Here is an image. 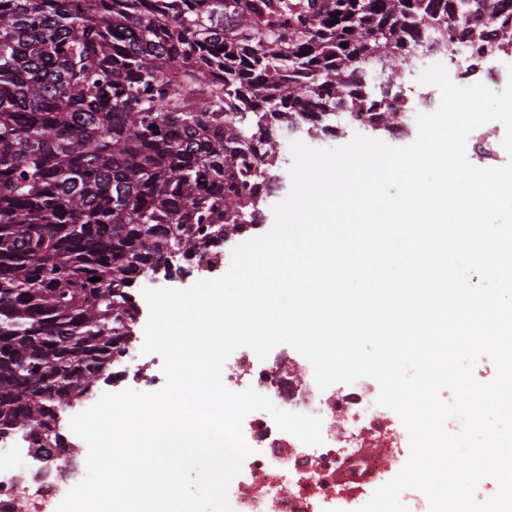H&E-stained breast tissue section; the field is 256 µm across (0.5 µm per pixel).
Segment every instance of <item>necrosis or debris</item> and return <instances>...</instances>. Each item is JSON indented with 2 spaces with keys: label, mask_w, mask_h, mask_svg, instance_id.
<instances>
[{
  "label": "necrosis or debris",
  "mask_w": 512,
  "mask_h": 512,
  "mask_svg": "<svg viewBox=\"0 0 512 512\" xmlns=\"http://www.w3.org/2000/svg\"><path fill=\"white\" fill-rule=\"evenodd\" d=\"M431 37L442 42L455 84L482 83L489 78L487 59L512 55V14L492 25L471 19L437 24ZM222 379L230 391L251 387L280 409L322 420V444L308 446L279 429L268 412L244 417L242 433L252 453L229 488L233 512H358L372 489L394 476L368 447L380 439L398 449L409 446L395 415L378 405L376 381L362 378L318 389L308 361L290 346L275 347L263 361L251 349H237L226 360ZM164 383L147 372L130 343L120 357L105 358L93 390L69 411L80 413L106 392L133 385L148 393ZM38 436L35 428L0 432V512H56L85 477V459L62 449H53L50 462L36 457Z\"/></svg>",
  "instance_id": "1"
}]
</instances>
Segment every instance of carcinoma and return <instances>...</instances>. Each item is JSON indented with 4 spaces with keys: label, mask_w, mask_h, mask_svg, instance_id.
I'll return each mask as SVG.
<instances>
[{
    "label": "carcinoma",
    "mask_w": 512,
    "mask_h": 512,
    "mask_svg": "<svg viewBox=\"0 0 512 512\" xmlns=\"http://www.w3.org/2000/svg\"><path fill=\"white\" fill-rule=\"evenodd\" d=\"M512 0H0V429L46 420L134 337L147 270L213 266L276 168L282 110L390 129L363 65ZM338 17H333V14ZM179 255L184 264L172 262ZM99 281H93V278Z\"/></svg>",
    "instance_id": "carcinoma-1"
}]
</instances>
